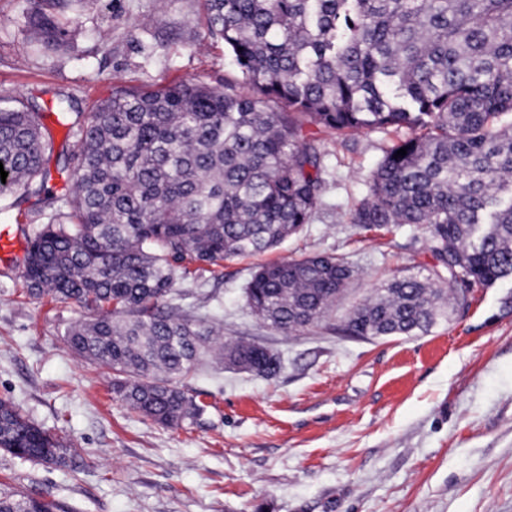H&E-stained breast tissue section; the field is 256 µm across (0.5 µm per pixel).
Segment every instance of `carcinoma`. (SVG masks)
Segmentation results:
<instances>
[{"label": "carcinoma", "mask_w": 512, "mask_h": 512, "mask_svg": "<svg viewBox=\"0 0 512 512\" xmlns=\"http://www.w3.org/2000/svg\"><path fill=\"white\" fill-rule=\"evenodd\" d=\"M33 0L38 42L69 46L78 22ZM208 35L224 42L252 94L179 82L116 85L80 114L60 173L63 205L30 239L23 288L76 305L69 350L113 372L112 393L154 422L203 410L184 381L205 358L268 378L279 356L224 341L214 314L174 302L195 275L266 253L311 221L325 152L305 131L395 134L351 223L425 228V275L395 277L356 304L344 333L364 340L428 331L475 287L512 278V0H204ZM407 148L403 157L397 151ZM51 147L35 105L0 106V197L48 201ZM354 267L319 254L259 265L245 288L263 323L286 334L331 319ZM0 451L65 468L67 435L0 398ZM53 501L0 491V512H57Z\"/></svg>", "instance_id": "obj_1"}]
</instances>
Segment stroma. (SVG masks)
<instances>
[{"label": "stroma", "mask_w": 512, "mask_h": 512, "mask_svg": "<svg viewBox=\"0 0 512 512\" xmlns=\"http://www.w3.org/2000/svg\"><path fill=\"white\" fill-rule=\"evenodd\" d=\"M60 50H34L30 0H0V97L36 103L55 152L72 150L58 93L90 111L115 84L153 88L235 79L206 34L202 0H85ZM321 201L273 260L315 253L356 270L332 325L297 335L263 324L244 287L259 260H225L210 311L225 338L279 354L271 379L203 370L187 386L203 409L164 426L112 398L111 370L67 349L76 307L31 298L21 266L0 261V397L39 426L69 433L76 470L0 452V488L59 502L64 512H512V279L474 289L430 333L344 336L349 309L393 277L431 264L423 227L370 234L351 222L383 156L385 134H323Z\"/></svg>", "instance_id": "1"}]
</instances>
